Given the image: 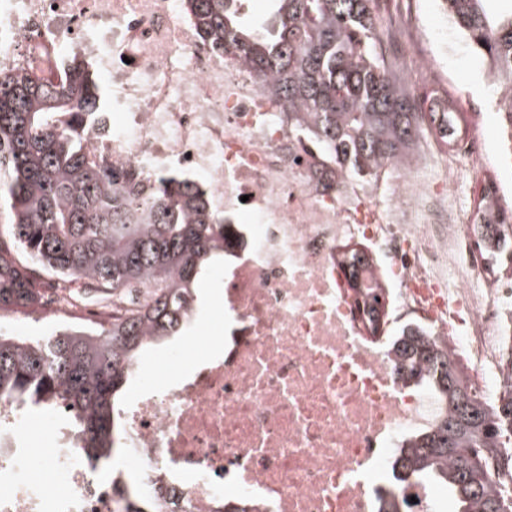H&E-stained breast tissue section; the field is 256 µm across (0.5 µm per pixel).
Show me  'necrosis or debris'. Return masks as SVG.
Here are the masks:
<instances>
[{"instance_id":"1","label":"necrosis or debris","mask_w":512,"mask_h":512,"mask_svg":"<svg viewBox=\"0 0 512 512\" xmlns=\"http://www.w3.org/2000/svg\"><path fill=\"white\" fill-rule=\"evenodd\" d=\"M82 59L112 90L88 156L126 171L141 191L176 174L224 215V349L170 387L136 397L125 454L142 494L190 500L192 512H374L401 435L437 410L407 392L342 250L368 259L364 290L382 295L384 328L419 322L469 363L472 396L512 384V282L487 273L481 212H462L406 166L388 192L322 174L288 132L268 85L201 42L179 0H0V69L57 80ZM468 161L485 142L430 141L424 158ZM0 512H112V483L60 429L32 440L0 403Z\"/></svg>"}]
</instances>
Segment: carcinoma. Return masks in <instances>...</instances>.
Listing matches in <instances>:
<instances>
[{
	"label": "carcinoma",
	"instance_id": "1",
	"mask_svg": "<svg viewBox=\"0 0 512 512\" xmlns=\"http://www.w3.org/2000/svg\"><path fill=\"white\" fill-rule=\"evenodd\" d=\"M239 0H185L199 38L270 83L290 132L321 165L358 179L407 160L419 137L450 144L467 121L453 103L423 112L400 86L373 14L374 0H272L270 17L245 20ZM499 87L496 111L512 118V0H440ZM103 111L98 85L74 63L57 82L0 70V310L31 307L44 272L85 281L103 303L133 284L148 288L137 312L109 323L63 325L46 340L0 331V402L16 412H58L74 445L107 463L122 453L119 396L143 353L187 326L207 266L224 257V218L194 183L169 179L148 197L131 176L97 166L88 147ZM501 221L480 225L479 245L512 255ZM407 386L431 392L436 418L401 435L392 485L377 512H412L404 489L432 482L452 512H512L496 490L512 475L498 460L512 435V389L493 402L467 391L448 345L407 324L389 345ZM112 477L114 512H156Z\"/></svg>",
	"mask_w": 512,
	"mask_h": 512
}]
</instances>
